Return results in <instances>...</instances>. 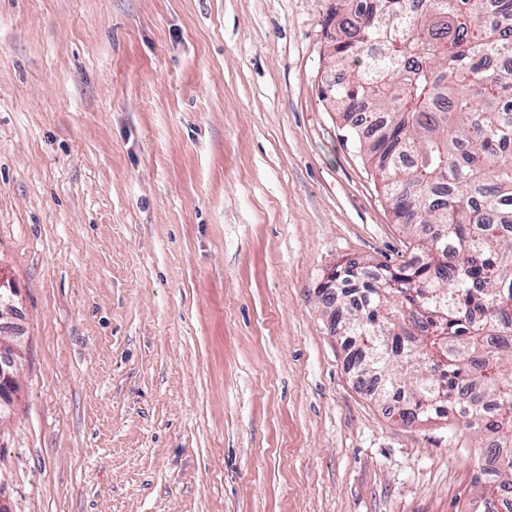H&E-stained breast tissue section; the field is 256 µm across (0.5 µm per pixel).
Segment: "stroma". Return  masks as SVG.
<instances>
[{"instance_id":"stroma-1","label":"stroma","mask_w":512,"mask_h":512,"mask_svg":"<svg viewBox=\"0 0 512 512\" xmlns=\"http://www.w3.org/2000/svg\"><path fill=\"white\" fill-rule=\"evenodd\" d=\"M337 0H0L7 512H475L464 424L361 387L317 293L397 259L323 100ZM0 343V421L10 411L12 396L17 389L16 374L21 359L20 341Z\"/></svg>"}]
</instances>
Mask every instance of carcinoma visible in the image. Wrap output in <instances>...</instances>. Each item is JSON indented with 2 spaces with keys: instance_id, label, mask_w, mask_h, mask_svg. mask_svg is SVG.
<instances>
[{
  "instance_id": "1",
  "label": "carcinoma",
  "mask_w": 512,
  "mask_h": 512,
  "mask_svg": "<svg viewBox=\"0 0 512 512\" xmlns=\"http://www.w3.org/2000/svg\"><path fill=\"white\" fill-rule=\"evenodd\" d=\"M366 0L341 18L331 94L409 235L403 259L340 264L333 326L375 354L404 422L461 418L512 448V0Z\"/></svg>"
}]
</instances>
